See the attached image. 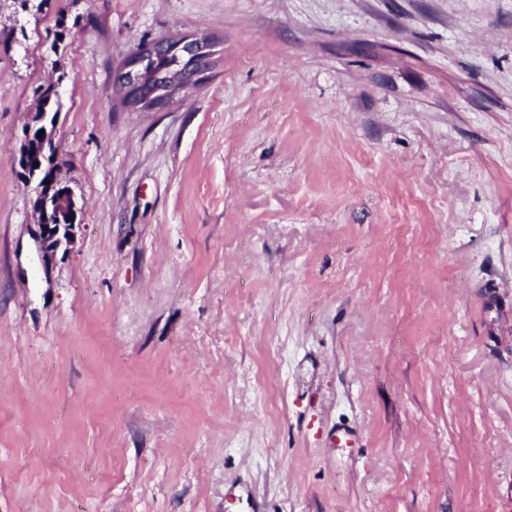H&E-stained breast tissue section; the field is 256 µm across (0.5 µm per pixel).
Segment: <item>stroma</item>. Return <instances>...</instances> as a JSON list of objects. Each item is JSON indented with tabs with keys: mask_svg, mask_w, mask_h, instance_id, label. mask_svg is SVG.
Instances as JSON below:
<instances>
[{
	"mask_svg": "<svg viewBox=\"0 0 512 512\" xmlns=\"http://www.w3.org/2000/svg\"><path fill=\"white\" fill-rule=\"evenodd\" d=\"M203 38L165 105L115 90ZM251 503L512 512V0H0V512ZM39 98L40 107L38 112L32 117L31 121L25 127V135L21 139V147L18 163L23 172V178L26 182H36V200L37 210L41 216L38 234L40 252L42 261L47 263L52 260L55 253L61 248L71 246L74 243L73 228L75 226L76 202L72 191L66 187V191H60V183L54 175L50 177L49 183L46 180L41 181L37 178L34 169L33 175L30 161L33 154L30 150V141L32 133L35 130L43 131V136H38L41 140V150L38 158L40 167L44 165L47 169L56 166L57 147L55 145V119L49 120L47 112H53V116L59 112L58 94L56 86L46 85L40 86L35 91ZM56 107V108H55ZM41 112H45L41 114ZM30 172V176L29 175ZM62 212L66 213L67 221H63Z\"/></svg>",
	"mask_w": 512,
	"mask_h": 512,
	"instance_id": "1",
	"label": "stroma"
}]
</instances>
